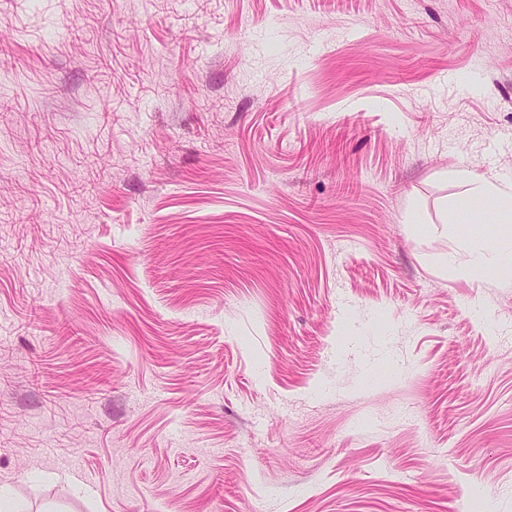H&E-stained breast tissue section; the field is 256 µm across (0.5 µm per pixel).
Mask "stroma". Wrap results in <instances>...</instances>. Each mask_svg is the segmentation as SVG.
Returning a JSON list of instances; mask_svg holds the SVG:
<instances>
[{
  "label": "stroma",
  "instance_id": "35a3bbf8",
  "mask_svg": "<svg viewBox=\"0 0 512 512\" xmlns=\"http://www.w3.org/2000/svg\"><path fill=\"white\" fill-rule=\"evenodd\" d=\"M464 169L512 185V0H0V491L512 512Z\"/></svg>",
  "mask_w": 512,
  "mask_h": 512
}]
</instances>
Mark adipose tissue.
<instances>
[{
	"label": "adipose tissue",
	"instance_id": "1",
	"mask_svg": "<svg viewBox=\"0 0 512 512\" xmlns=\"http://www.w3.org/2000/svg\"><path fill=\"white\" fill-rule=\"evenodd\" d=\"M461 177L493 202L496 221L501 225L499 241L471 244L469 260L461 268V276L474 281L484 279L491 269L512 271V186L474 170L462 171Z\"/></svg>",
	"mask_w": 512,
	"mask_h": 512
}]
</instances>
